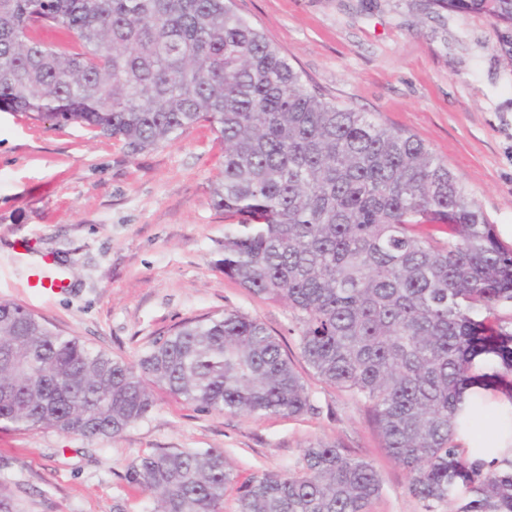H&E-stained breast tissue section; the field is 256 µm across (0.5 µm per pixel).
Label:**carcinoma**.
<instances>
[{
	"mask_svg": "<svg viewBox=\"0 0 512 512\" xmlns=\"http://www.w3.org/2000/svg\"><path fill=\"white\" fill-rule=\"evenodd\" d=\"M512 28V0H427ZM60 25L74 45L31 36ZM0 111L154 148L206 122L224 142L213 202L224 275L293 312L315 375L366 407L423 512H512V437L487 460L457 443L469 391L512 405V248L413 135L308 90L231 0H0ZM204 411L294 418L311 393L281 340L226 311L182 322L127 362L0 300V424L112 438L150 386ZM126 481L155 512H370L377 472L334 440L244 481L219 448L147 454Z\"/></svg>",
	"mask_w": 512,
	"mask_h": 512,
	"instance_id": "cac0c4a2",
	"label": "carcinoma"
}]
</instances>
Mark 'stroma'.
Segmentation results:
<instances>
[{"mask_svg":"<svg viewBox=\"0 0 512 512\" xmlns=\"http://www.w3.org/2000/svg\"><path fill=\"white\" fill-rule=\"evenodd\" d=\"M425 0H233L309 87L342 108L413 134L456 174L499 240L512 247V30L480 13H430ZM224 147L208 124L154 149L77 125L0 111V300L87 346L132 361L179 322L235 310L293 339L286 302L224 275V230L212 188ZM49 258L66 287L28 288L22 252ZM288 354L315 405L296 418L201 411L154 389L149 416L114 438L0 426V484L17 512H150L128 467L164 448H220L240 478L297 469L301 450L331 439L369 462L382 492L370 512H421L408 473L387 453L364 406ZM463 447L492 451L489 429L512 404L472 399Z\"/></svg>","mask_w":512,"mask_h":512,"instance_id":"stroma-1","label":"stroma"}]
</instances>
